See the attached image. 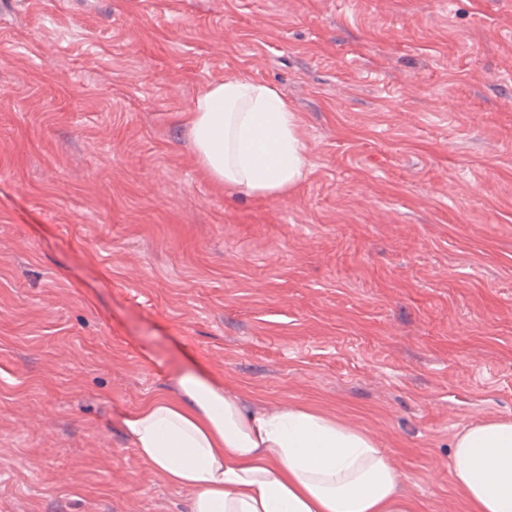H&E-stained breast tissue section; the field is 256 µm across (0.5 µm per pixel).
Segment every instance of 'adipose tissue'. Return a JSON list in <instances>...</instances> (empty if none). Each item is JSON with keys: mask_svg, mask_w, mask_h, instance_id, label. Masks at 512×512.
<instances>
[{"mask_svg": "<svg viewBox=\"0 0 512 512\" xmlns=\"http://www.w3.org/2000/svg\"><path fill=\"white\" fill-rule=\"evenodd\" d=\"M211 178L249 196L286 193L304 176L300 119L273 86L227 77L187 117ZM175 395L127 413L138 457L184 490L188 512H410L401 476L377 441L317 410L247 407L188 370ZM453 479L473 512H512V420L458 432Z\"/></svg>", "mask_w": 512, "mask_h": 512, "instance_id": "adipose-tissue-1", "label": "adipose tissue"}]
</instances>
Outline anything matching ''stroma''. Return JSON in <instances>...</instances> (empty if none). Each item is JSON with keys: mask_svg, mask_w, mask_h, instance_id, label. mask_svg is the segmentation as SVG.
I'll return each mask as SVG.
<instances>
[{"mask_svg": "<svg viewBox=\"0 0 512 512\" xmlns=\"http://www.w3.org/2000/svg\"><path fill=\"white\" fill-rule=\"evenodd\" d=\"M229 76L300 117L281 196L193 150ZM196 363L468 512L453 439L512 419V0L0 4V512H186L122 420Z\"/></svg>", "mask_w": 512, "mask_h": 512, "instance_id": "stroma-1", "label": "stroma"}]
</instances>
